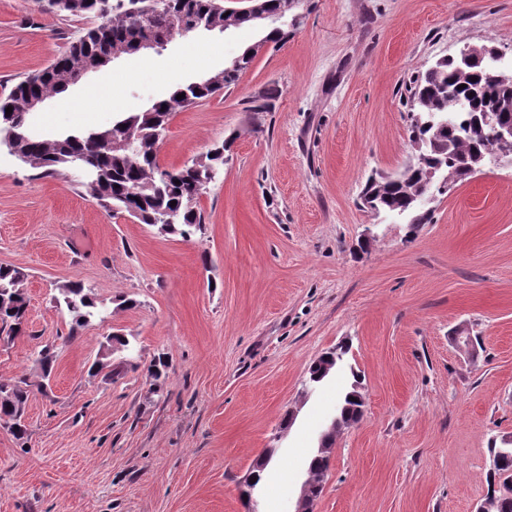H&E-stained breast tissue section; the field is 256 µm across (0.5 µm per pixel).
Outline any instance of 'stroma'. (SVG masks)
Here are the masks:
<instances>
[{"label": "stroma", "mask_w": 512, "mask_h": 512, "mask_svg": "<svg viewBox=\"0 0 512 512\" xmlns=\"http://www.w3.org/2000/svg\"><path fill=\"white\" fill-rule=\"evenodd\" d=\"M297 12L236 86L168 122L164 169L234 140L190 238L103 209L81 171L44 175L0 149V263L26 272L29 303L27 335L0 340V379L33 384L26 443L0 426V512H245L239 483L266 451L262 512H293L357 374L364 416L334 439L313 512H476L489 444L512 433V168L454 185L415 230L359 194L413 161L414 77L466 44L512 61V0H301ZM95 23L0 0V94ZM264 35L199 31L121 57L35 110L30 129L110 125ZM72 281L105 310L76 330L57 302ZM461 327L473 352L453 340ZM116 331L134 337V367L89 376ZM339 345L342 364L304 391L311 362ZM157 357L159 395L146 371Z\"/></svg>", "instance_id": "35a3bbf8"}]
</instances>
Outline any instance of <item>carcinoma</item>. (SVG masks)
Here are the masks:
<instances>
[{"instance_id":"carcinoma-1","label":"carcinoma","mask_w":512,"mask_h":512,"mask_svg":"<svg viewBox=\"0 0 512 512\" xmlns=\"http://www.w3.org/2000/svg\"><path fill=\"white\" fill-rule=\"evenodd\" d=\"M59 14L80 17L100 16L102 22L70 41L63 53L46 68L26 76L0 97V128L12 132L11 149L15 156L33 169L53 174L82 165L96 175L87 177V188L98 204L108 211L138 210L135 219L141 224L155 225L161 232L188 238L201 229L203 217L197 207L199 196L224 165V152L232 139L207 151L200 168H160L157 162V132L164 128L176 110L196 105L219 89L229 88L239 80L260 49L277 45L287 32L277 26L286 17L285 0H250L248 8L230 13L221 0H172L171 9L158 6L147 15L134 13V6L145 7L149 0H49ZM182 17L187 29L215 25L222 30L252 26L254 12L270 15V31L261 42L247 47L242 55L223 71L201 81L177 87L169 97L145 108L122 113L106 128H86L59 133L51 138L33 136L28 131L30 101L48 99L64 94L72 84L76 70H98L109 64L108 57L120 52L137 53L134 43L159 38L170 32V12ZM490 53L474 50L471 62H459L441 57L413 81L410 98L421 112L433 115L434 125H411L409 139L423 143L427 165H409L392 178L375 183L365 182L361 193L371 196L370 211L388 218L409 219L410 229L431 221V210L424 199V176L427 168L438 167L453 182L473 176L471 166L490 161L498 145L475 130L483 112H498L506 124L512 123V83L499 81V70L487 62ZM465 88L458 89V86ZM185 94L178 100L176 96ZM12 108L6 114V108ZM176 205H171V202ZM27 274L18 267L0 265V332L8 336L24 333L23 320L27 310L24 281ZM62 302L71 317L72 330L84 326L102 315L95 297L82 283L72 281L61 288ZM109 354L136 350L135 341L124 335L107 337ZM345 355L343 348L330 351L313 361L308 369L311 387L319 385L333 370L336 355ZM167 362L159 358L148 367L153 380V392L162 390ZM361 382L354 381L352 390L345 393L336 418L345 427L357 424L363 416L364 401L359 391ZM31 384L22 377L0 381V423L5 424L16 439L27 434L26 407ZM332 440L311 458V473L315 496L323 490L325 472L329 467ZM489 452L500 456L495 473H487L486 483H497V500L492 512H512V446L492 443Z\"/></svg>"}]
</instances>
